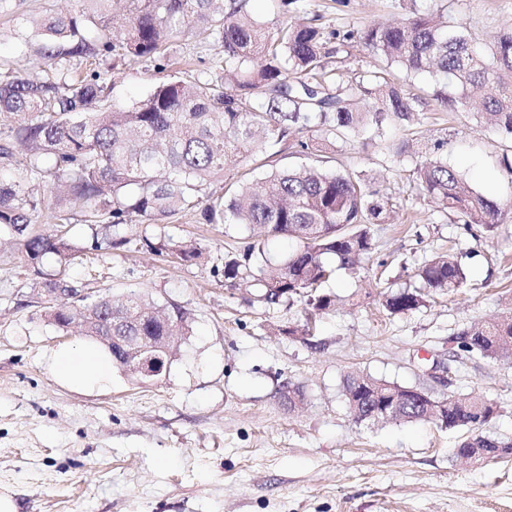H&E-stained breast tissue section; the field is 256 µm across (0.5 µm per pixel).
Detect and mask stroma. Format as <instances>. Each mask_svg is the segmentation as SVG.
Returning a JSON list of instances; mask_svg holds the SVG:
<instances>
[{"instance_id": "stroma-1", "label": "stroma", "mask_w": 512, "mask_h": 512, "mask_svg": "<svg viewBox=\"0 0 512 512\" xmlns=\"http://www.w3.org/2000/svg\"><path fill=\"white\" fill-rule=\"evenodd\" d=\"M448 7L451 22L484 43L512 30V0H417ZM305 15L332 27L365 29L402 18L391 0H305ZM90 0H0V60L34 74L40 60L22 34L32 21L91 10ZM115 69L112 99L145 97L164 72L158 63L125 61ZM419 132L446 138L447 159L481 193L505 204L501 224L466 226L410 187L408 174L375 147L328 142L280 154L282 167L314 165L355 171L370 188L398 197L388 223L370 232L376 250L363 269L337 270L323 293L336 306L321 314L310 339L290 335L303 323L305 298L268 309L248 288H231L216 269L243 248L245 227L197 223L129 225V243L93 248L92 231L72 214L67 235L79 252L66 268H34L20 248L0 240V494L16 512H512V457L456 462L469 429L432 422L356 423L342 394L347 374L364 373L433 396L478 392L499 410L480 434L512 442V360L459 351L451 338L512 307V177L503 157L512 140L485 121L428 101ZM194 245L198 259L172 252ZM449 253L469 276L454 293L392 314L383 287L411 282L433 255ZM63 273L92 297L135 290L188 313L192 332L166 373L139 383L114 367L110 385L74 391L58 383L49 361L58 347L84 342L45 316L42 284ZM448 361V381L432 366ZM305 393L291 407L285 386Z\"/></svg>"}]
</instances>
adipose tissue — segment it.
<instances>
[{
  "label": "adipose tissue",
  "mask_w": 512,
  "mask_h": 512,
  "mask_svg": "<svg viewBox=\"0 0 512 512\" xmlns=\"http://www.w3.org/2000/svg\"><path fill=\"white\" fill-rule=\"evenodd\" d=\"M51 368L59 383L73 389H92L112 381L113 363L109 354L93 342L54 350Z\"/></svg>",
  "instance_id": "ef3b65f1"
}]
</instances>
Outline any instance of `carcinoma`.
<instances>
[{
  "instance_id": "cac0c4a2",
  "label": "carcinoma",
  "mask_w": 512,
  "mask_h": 512,
  "mask_svg": "<svg viewBox=\"0 0 512 512\" xmlns=\"http://www.w3.org/2000/svg\"><path fill=\"white\" fill-rule=\"evenodd\" d=\"M92 2L98 10L91 14L35 26L26 43H37L42 75L0 68V113L15 120L0 159L53 180L89 225L104 226L113 248L130 243V224H158L196 209L207 224L245 226L250 242L224 260V282L258 289L266 307L305 295L313 310L330 309L334 299L318 288L338 268L357 270L373 249L367 225L386 223L395 198L367 188L348 169H273L215 198L208 192L213 178L256 162L273 145L305 149L304 133L365 144L383 136L388 118L412 126L425 98L411 79L423 73L436 78L433 97L443 110L486 118L512 138V32L486 51L475 33L448 21L443 6L422 14L412 3L402 21L367 30L328 31L318 15L310 25L283 22L271 34L250 14L248 0H129L119 27L104 16L112 0ZM186 33L200 46L221 43L224 55L206 72L167 74L128 107L109 103L117 65L102 71L99 57L160 59ZM333 40L338 50L361 43L375 65L344 73L325 49ZM443 147L437 139L408 159L401 147L383 149L398 166L409 161L415 187L463 224L502 223L501 204L471 188L440 155ZM38 212L24 178L0 177V235L24 242V257L35 265L73 259L76 248L63 235L32 234ZM278 237L300 247L273 261L266 247ZM417 276L420 286L385 295L388 312L416 310L428 292H454L467 281L466 269L448 255L425 262ZM125 303L131 315H154L127 335L185 334L188 313L181 307H154L134 290ZM452 342L463 352L512 360V310ZM343 395L363 422L393 406V422L433 420L448 429H476L496 414L485 397L468 393L448 397L432 417L431 393L368 374L347 375ZM489 440L471 436L456 454L491 448Z\"/></svg>"
}]
</instances>
